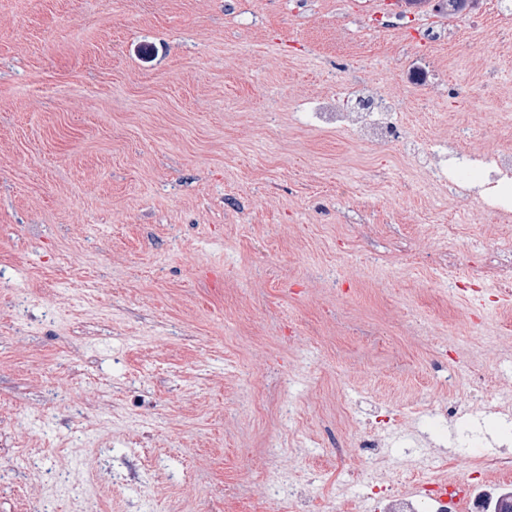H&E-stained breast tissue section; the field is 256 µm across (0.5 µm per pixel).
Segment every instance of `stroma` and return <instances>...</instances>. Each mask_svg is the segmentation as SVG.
<instances>
[{
  "instance_id": "35a3bbf8",
  "label": "stroma",
  "mask_w": 512,
  "mask_h": 512,
  "mask_svg": "<svg viewBox=\"0 0 512 512\" xmlns=\"http://www.w3.org/2000/svg\"><path fill=\"white\" fill-rule=\"evenodd\" d=\"M391 9L0 0V512H299L292 485L336 512L334 450L361 432L395 466L366 468L357 512L383 480L460 479L466 432L512 457V293L484 275L512 216L483 210L479 168L459 199L423 161L464 131L512 145V15L422 39L426 4L410 31L373 24ZM416 58L454 95L406 84ZM354 77L399 100L408 142L304 120ZM360 260L366 281L331 287ZM440 347L460 419L435 412Z\"/></svg>"
}]
</instances>
